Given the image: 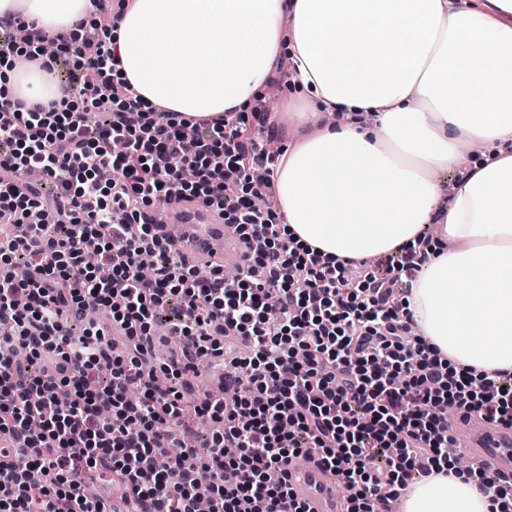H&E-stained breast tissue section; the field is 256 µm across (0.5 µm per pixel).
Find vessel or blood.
<instances>
[{
  "label": "vessel or blood",
  "mask_w": 512,
  "mask_h": 512,
  "mask_svg": "<svg viewBox=\"0 0 512 512\" xmlns=\"http://www.w3.org/2000/svg\"><path fill=\"white\" fill-rule=\"evenodd\" d=\"M169 224L181 229L175 248L196 263L207 264L217 259L236 261L241 244L231 228L225 227L221 214L195 204L168 207ZM463 443L472 460L494 474L512 473V431L495 430L485 423L464 424ZM296 497L309 512H344L345 501L336 492L334 477L314 462L294 467L290 475Z\"/></svg>",
  "instance_id": "vessel-or-blood-1"
}]
</instances>
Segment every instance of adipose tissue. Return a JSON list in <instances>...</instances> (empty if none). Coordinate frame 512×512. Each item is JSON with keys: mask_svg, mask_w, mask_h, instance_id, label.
Wrapping results in <instances>:
<instances>
[{"mask_svg": "<svg viewBox=\"0 0 512 512\" xmlns=\"http://www.w3.org/2000/svg\"><path fill=\"white\" fill-rule=\"evenodd\" d=\"M98 0H0V19L82 33ZM113 78L187 118L244 112L288 58L299 137L274 171L298 244L359 263L432 235L408 309L442 358L512 373V0H133ZM26 106L45 70L0 66ZM463 169L442 204L438 169ZM458 465L412 482L402 512H492Z\"/></svg>", "mask_w": 512, "mask_h": 512, "instance_id": "obj_1", "label": "adipose tissue"}]
</instances>
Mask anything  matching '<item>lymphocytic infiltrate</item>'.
<instances>
[{
    "label": "lymphocytic infiltrate",
    "instance_id": "obj_1",
    "mask_svg": "<svg viewBox=\"0 0 512 512\" xmlns=\"http://www.w3.org/2000/svg\"><path fill=\"white\" fill-rule=\"evenodd\" d=\"M94 26L93 47L50 53L0 21V61L67 73L60 105L0 100V344L27 352L0 355V512H112L87 493L106 474L126 512H197L203 472L208 512H306L288 478L300 457L334 474L346 512H391L459 458L449 420L512 430V374L441 360L414 329L402 287L424 250L379 270L282 236L266 111L197 121L113 97L111 14ZM175 202L220 209L244 246L236 278L214 262L198 279L158 237L155 207ZM90 299L103 319L86 320ZM161 321L179 350L149 368ZM206 360L235 400L201 390ZM190 414L215 426L202 456L176 433Z\"/></svg>",
    "mask_w": 512,
    "mask_h": 512
}]
</instances>
